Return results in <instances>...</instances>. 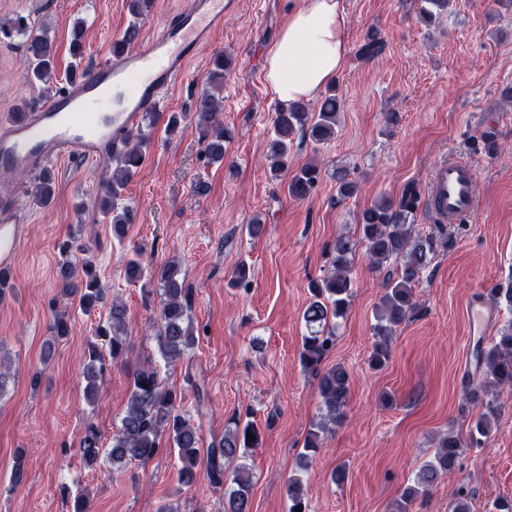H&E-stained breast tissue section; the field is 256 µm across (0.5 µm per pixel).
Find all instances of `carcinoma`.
Masks as SVG:
<instances>
[{"label": "carcinoma", "mask_w": 512, "mask_h": 512, "mask_svg": "<svg viewBox=\"0 0 512 512\" xmlns=\"http://www.w3.org/2000/svg\"><path fill=\"white\" fill-rule=\"evenodd\" d=\"M451 5L452 0H423L419 9L420 22L431 25ZM151 7L152 0H129V12L134 20L123 36L112 42V52H124L129 48L139 31L138 20ZM15 35L26 37L28 81L51 88L56 81L51 42L45 36L33 33L31 23L24 16H18L7 24L0 23V40ZM384 50V40L373 31L364 39L358 56L371 60ZM226 71V57L220 52L214 58V69L209 71L206 83L213 85L224 81ZM222 110V105L205 88L197 96L189 117L172 113L165 119L162 114L153 112L143 118V124L127 134L124 154L107 167L104 192L99 201V208L110 220L115 233H121L133 221L130 210L121 205V191L139 173L151 145L153 127L164 119L167 131L172 133L181 128L184 120H189L200 138L206 141L207 159L220 162L224 160V141L231 138L230 131L220 119ZM338 114L339 101L332 88L315 109L302 101L278 107L273 121L274 138L265 157L270 176L280 179L288 173V156L297 133H305L317 143L331 140L336 134ZM319 174L317 165H304L288 180V195L298 200L308 197L319 181ZM53 195V179L45 173L32 197L35 202L46 205ZM417 204V193L409 187L397 200L383 197L364 209L359 220V235H338L332 249L330 268L322 277L310 281L312 298L303 314L306 333L302 336L300 362L317 379L320 420L312 425L303 450L297 455V467L301 470L312 463L323 436L342 422L348 404L349 372L340 364L325 368L322 363L335 342L337 321L345 318L351 307V275L356 255L363 253L376 270L389 264L396 265L395 275L383 281V294L374 313L373 333L378 340L373 345L368 365L373 370H381L391 358L389 336L417 309L414 289L437 250L446 245V240L424 234L416 228L414 212ZM146 275L162 288L158 310L159 353L165 363H175L188 355L197 339L190 316L191 292L185 287V281L179 280L180 266L175 261L153 268L148 273L140 261L131 259L127 262L126 276L129 280H139ZM60 284L65 295L79 298L80 308L84 311L92 309L103 299L93 264L86 258L74 255L63 263ZM130 352L126 309L114 302L107 320L98 326L95 340L87 347L83 377L88 402H94L99 395L107 362L121 363ZM474 357L477 367L482 369V378L479 382L467 383L464 401L482 407L483 411L470 419L467 437L450 432L440 438L432 459L426 461L413 480L401 489L392 504V512H407L414 501L428 494L459 468L464 449L479 447L491 437L499 405L492 398L490 387L512 389V322L504 325L486 344L474 349ZM181 399L182 393L165 385L155 363L137 368L131 374L127 409L118 431L112 436L111 447L103 448L99 434L89 426L79 444L82 459L93 464L104 455L114 466L131 461L146 463L162 450L161 441L164 440L177 452L180 460L179 484L191 486L197 477L201 427L179 410ZM249 433L254 438H247ZM259 441V432L252 423H243L240 418L232 416L225 423L224 437L209 449L206 458L209 479L217 485L228 484L224 490V512H250L252 478L248 468L242 464L228 476L224 464L245 457ZM286 497L288 512H308V491L301 478L288 480ZM452 512H470L469 492L463 486L452 490Z\"/></svg>", "instance_id": "cac0c4a2"}]
</instances>
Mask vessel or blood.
I'll return each mask as SVG.
<instances>
[{"label": "vessel or blood", "instance_id": "1", "mask_svg": "<svg viewBox=\"0 0 512 512\" xmlns=\"http://www.w3.org/2000/svg\"><path fill=\"white\" fill-rule=\"evenodd\" d=\"M235 0H193L190 9L168 16L142 46L99 59L88 74L32 109L25 121L0 120V168L19 187L33 184L50 161L77 157L100 163L120 148L119 133L135 128L141 116L158 110L161 94L224 25ZM478 172L451 154L433 168L427 187L438 223L458 224L479 206ZM18 240L12 197L0 193V267H7Z\"/></svg>", "mask_w": 512, "mask_h": 512}]
</instances>
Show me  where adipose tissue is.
Wrapping results in <instances>:
<instances>
[{
    "label": "adipose tissue",
    "mask_w": 512,
    "mask_h": 512,
    "mask_svg": "<svg viewBox=\"0 0 512 512\" xmlns=\"http://www.w3.org/2000/svg\"><path fill=\"white\" fill-rule=\"evenodd\" d=\"M347 19L339 0H303L268 53L266 81L277 104L314 98L347 61Z\"/></svg>",
    "instance_id": "adipose-tissue-1"
}]
</instances>
